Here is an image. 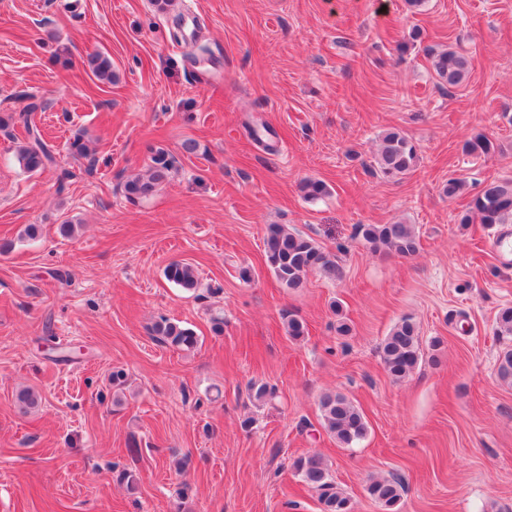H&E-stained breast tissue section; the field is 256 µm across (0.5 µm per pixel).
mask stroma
I'll return each instance as SVG.
<instances>
[{
  "mask_svg": "<svg viewBox=\"0 0 512 512\" xmlns=\"http://www.w3.org/2000/svg\"><path fill=\"white\" fill-rule=\"evenodd\" d=\"M188 13L196 36L175 40ZM447 48L474 60L450 92L429 57ZM93 51L113 81L85 71ZM20 89L48 104L40 128L58 166L26 172L23 129L0 131V512H321L292 467L312 453L353 512H383L366 487L390 475L405 485L395 512H512V385L497 374L512 336L496 334L512 263L487 247L498 225L460 223L469 194L442 193L451 177L471 189L512 178V0H425L415 13L405 0H0V102L21 110ZM392 128L419 161L386 179L373 155ZM79 131L94 168L68 154ZM479 134L491 157L465 153ZM154 147L175 171L130 204L123 185ZM63 169L74 176L61 192ZM307 179L327 194L307 201ZM395 222L414 225L419 254L355 235ZM270 224L312 237L340 276L283 288L264 261ZM176 260L195 266L196 288L166 280ZM404 317L422 360L397 380L381 344ZM162 318L198 346L157 343ZM252 382L273 399L254 405ZM25 387L40 408H20ZM328 391L368 423L354 447L321 426ZM124 469L136 492L117 481Z\"/></svg>",
  "mask_w": 512,
  "mask_h": 512,
  "instance_id": "obj_1",
  "label": "stroma"
}]
</instances>
